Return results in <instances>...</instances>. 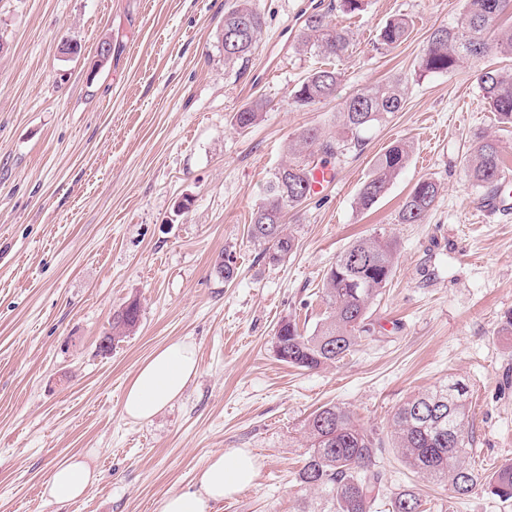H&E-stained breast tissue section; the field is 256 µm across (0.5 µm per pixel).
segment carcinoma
Masks as SVG:
<instances>
[{
	"label": "carcinoma",
	"instance_id": "carcinoma-1",
	"mask_svg": "<svg viewBox=\"0 0 512 512\" xmlns=\"http://www.w3.org/2000/svg\"><path fill=\"white\" fill-rule=\"evenodd\" d=\"M512 0H465L464 12L451 25L436 27L420 60L427 73H451L465 61L477 62L491 52L512 56V29H498L500 16ZM265 25L250 0H234L224 13L220 36L231 35L224 46V68H232L257 48ZM409 20L398 16L388 21L378 35L379 45L393 49L408 36ZM297 44L303 51L325 59L344 56L350 39L327 19V13L306 17ZM341 73L331 66L311 69L294 91V102L312 107L336 96ZM406 80L400 77L364 88L346 98L337 112V135L318 127L299 132L288 147L289 158L272 173L265 195L253 210L248 239L262 247L261 255L277 264L297 248L288 231V215L300 211L311 193L315 169L340 156L349 144L362 145L361 133L401 110ZM478 85L491 111L500 122L512 124V69H482ZM267 109L261 98L233 115L234 127L244 132L257 125ZM410 146L396 142L379 154L359 188L354 204L363 212L384 196L393 179L406 167ZM469 178L480 185L498 187L504 172L503 150L493 139L482 138L465 161ZM441 184L419 179L397 214L400 224H422L435 208ZM395 266L392 241L373 236L358 238L344 249L327 270L322 288L326 310L313 332L304 334L296 323L283 320L273 336L279 360L298 368L318 369L345 357L359 338L370 332L371 305L389 283ZM140 306L132 301L112 319L110 342L118 343L137 325ZM469 387L452 376L431 391L408 397L393 417L391 441L405 464L438 484L450 486L457 498L485 485L503 501L512 499V463L485 477L466 464L472 453L469 429ZM309 452L298 473V483L314 492L302 512H373L385 489L380 457L385 450L376 434L356 424L348 410L325 405L307 421ZM391 512H421L419 494L405 487L392 494Z\"/></svg>",
	"mask_w": 512,
	"mask_h": 512
}]
</instances>
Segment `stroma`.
I'll return each mask as SVG.
<instances>
[{
	"label": "stroma",
	"mask_w": 512,
	"mask_h": 512,
	"mask_svg": "<svg viewBox=\"0 0 512 512\" xmlns=\"http://www.w3.org/2000/svg\"><path fill=\"white\" fill-rule=\"evenodd\" d=\"M329 2L251 0L262 39L228 71L226 0H0V512H158L210 455L234 448L251 450L258 471L218 512H301L310 493L296 477L317 408L345 407L386 438L407 397L450 375L471 387L476 468L512 462V206L486 217L493 191L464 165L491 136L512 178V125L477 83L479 68L512 67V57L420 73L430 33L455 23L464 0H365L360 13H331L351 37L334 62L335 98L302 108L293 92L323 59L299 51L297 30ZM399 15L407 39L379 49L380 28ZM65 40L80 53L61 54ZM395 76L407 82L400 112L367 130L364 147L334 163L335 183L289 219L297 250L262 259L247 226L289 141L310 126L335 132L342 100ZM257 98L268 103L262 120L239 132L233 114ZM397 141L411 147L407 166L359 212L361 183ZM423 177L443 186L435 209L426 223H398ZM186 196L190 210L175 214ZM376 234L394 241L396 260L370 334L317 370L278 360L277 325L311 333L327 269ZM228 254L230 284L217 273ZM132 300L138 325L101 351L114 311ZM175 339L194 343L196 376L151 421L126 417L130 378ZM80 453L98 482L71 504L44 499L53 464ZM380 462L389 492L415 488L424 512H512L484 487L455 498L393 447Z\"/></svg>",
	"instance_id": "stroma-1"
}]
</instances>
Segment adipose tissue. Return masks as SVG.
I'll return each mask as SVG.
<instances>
[{"mask_svg":"<svg viewBox=\"0 0 512 512\" xmlns=\"http://www.w3.org/2000/svg\"><path fill=\"white\" fill-rule=\"evenodd\" d=\"M194 345L175 340L155 350L130 379L123 412L133 420L154 418L183 394L197 372ZM256 475V459L246 450L212 454L203 466L195 489L166 496L159 512H212L216 503L250 486ZM88 459L74 455L56 463L44 485L50 501L67 504L83 497L95 482Z\"/></svg>","mask_w":512,"mask_h":512,"instance_id":"1","label":"adipose tissue"}]
</instances>
